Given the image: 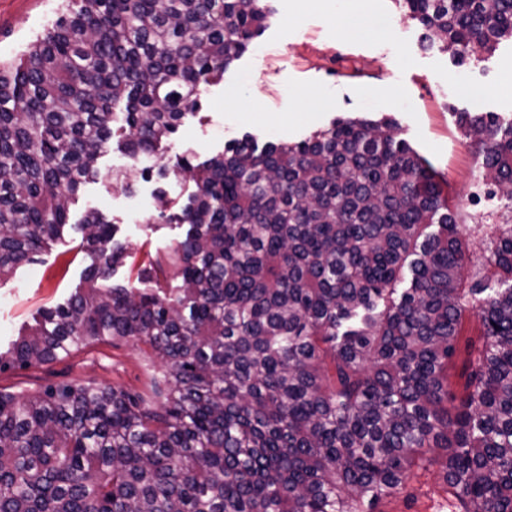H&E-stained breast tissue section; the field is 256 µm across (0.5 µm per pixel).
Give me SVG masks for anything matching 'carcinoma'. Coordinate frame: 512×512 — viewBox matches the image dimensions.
I'll list each match as a JSON object with an SVG mask.
<instances>
[{"mask_svg":"<svg viewBox=\"0 0 512 512\" xmlns=\"http://www.w3.org/2000/svg\"><path fill=\"white\" fill-rule=\"evenodd\" d=\"M463 59L512 38V0H402ZM265 0H68L0 63V278L63 236L111 140L157 157L201 88L265 27ZM120 112H115V109ZM512 204V120L459 114ZM188 179L158 217L186 225L181 284L113 282L125 246L105 213L74 225L84 286L0 352V371L134 339L151 396L86 382L0 390V512H374L438 467L456 512H512V223L475 227L387 118L336 119L299 143L253 135L194 163L112 171ZM463 393L448 366L463 320ZM440 448L442 454L430 455Z\"/></svg>","mask_w":512,"mask_h":512,"instance_id":"carcinoma-1","label":"carcinoma"}]
</instances>
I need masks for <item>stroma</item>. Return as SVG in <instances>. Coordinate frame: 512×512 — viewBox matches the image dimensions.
<instances>
[{
  "label": "stroma",
  "instance_id": "stroma-1",
  "mask_svg": "<svg viewBox=\"0 0 512 512\" xmlns=\"http://www.w3.org/2000/svg\"><path fill=\"white\" fill-rule=\"evenodd\" d=\"M64 0H0V60L20 57L50 28ZM266 26L249 49L205 86L200 116L183 119L169 159L190 152L203 161L243 134L260 143L300 142L338 117L386 116L397 135L441 175L448 204L472 224H500L512 217L507 202L490 195L482 157L458 122L460 112L512 118V39L494 49L455 60L423 48L421 29L398 0H268ZM403 38H396V29ZM129 158L108 148L102 177L87 184L71 206L72 226L0 279V349H8L43 310L65 303L92 259L74 229L92 207L120 226L128 246L114 279L138 287L140 270L156 259L174 264L184 226L158 219L155 194L187 197L188 182L139 181L135 192L113 190L109 172ZM161 362L130 340L102 342L45 365L0 372V389L29 394L48 386L93 381L148 391ZM454 500L438 469L417 470L375 512H453Z\"/></svg>",
  "mask_w": 512,
  "mask_h": 512
}]
</instances>
